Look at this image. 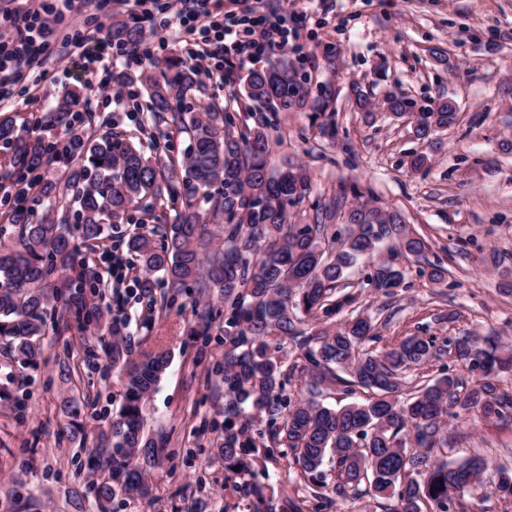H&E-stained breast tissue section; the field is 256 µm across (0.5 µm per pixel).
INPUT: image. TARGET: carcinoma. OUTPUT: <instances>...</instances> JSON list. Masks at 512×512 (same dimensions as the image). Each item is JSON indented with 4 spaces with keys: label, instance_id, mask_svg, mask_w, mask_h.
<instances>
[{
    "label": "carcinoma",
    "instance_id": "obj_1",
    "mask_svg": "<svg viewBox=\"0 0 512 512\" xmlns=\"http://www.w3.org/2000/svg\"><path fill=\"white\" fill-rule=\"evenodd\" d=\"M112 37L133 46L140 37L135 21L116 27ZM157 72L122 74L140 83L147 96V120L170 133L145 137L109 127L89 132L73 123L77 94L63 91L52 112L33 118L67 128L63 141L17 134L12 121H0V144L14 150L31 172L43 169L53 153L70 165L64 184L40 183L35 201L48 215L15 206L8 215L15 233L0 240V340L21 366L42 356L41 337L77 323L94 335L95 347L116 365L127 348L102 334L97 308L84 299L95 294L98 275L75 265L79 248L110 242L120 224L159 204L172 211L156 243L154 232L136 227L120 245L148 273L160 274L173 302L193 286L224 305V444L218 453L224 469L250 473L259 447L286 448L309 482L325 493L316 497L319 512L340 498L367 496L382 512H458L459 496L479 481L478 457L450 462L448 419L512 421V393L500 389L497 376L512 358L502 354L495 336H406L383 351L375 324L359 311L357 292L346 283L361 263L369 272L360 287L386 297L405 287L408 265L433 284L446 270L428 260L429 244L397 211L363 199L355 184L340 183L334 195L313 207L303 224L288 223L289 209L302 204L311 183L300 169L271 167L279 143L278 113L305 108L308 91L288 59L252 70L248 97L269 107L257 125L240 126L233 113L214 106L195 115L185 99L198 90L195 71L185 58L151 62ZM387 111L412 115L415 103L403 95L384 100ZM459 120L454 103L439 101L419 112L413 133L420 139ZM184 134L188 153L172 155L173 137ZM359 203L348 205V197ZM342 217L341 223L329 221ZM344 316L338 321L336 317ZM297 349L292 362L277 355L281 344ZM446 353L466 370L405 388L406 370ZM170 363V354L154 352L128 363L121 378L122 407L112 420L113 445L90 455L89 470L103 479L92 483L100 506L119 494L149 493L147 469L154 466L162 442L144 431L142 407ZM308 396L285 394L294 379ZM334 389L350 402L329 407L317 396ZM264 428L247 434L252 419ZM330 465L333 484L324 481ZM255 512H276L275 500L257 482L245 485ZM498 497L512 503V470L500 471Z\"/></svg>",
    "mask_w": 512,
    "mask_h": 512
}]
</instances>
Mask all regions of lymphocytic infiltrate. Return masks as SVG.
<instances>
[{
	"label": "lymphocytic infiltrate",
	"mask_w": 512,
	"mask_h": 512,
	"mask_svg": "<svg viewBox=\"0 0 512 512\" xmlns=\"http://www.w3.org/2000/svg\"><path fill=\"white\" fill-rule=\"evenodd\" d=\"M89 3L102 12L111 7V0H0V103L16 99L24 75L45 80L56 52L68 69L97 73V95L111 96L114 62L130 68L151 58L158 18L169 12L178 22L174 35L200 77L232 80L277 51L292 53L302 67L315 65L312 47L302 41L309 16L290 10L286 0H269L264 7L252 0H134L142 30L134 49L112 39L102 23L64 27L67 14Z\"/></svg>",
	"instance_id": "lymphocytic-infiltrate-1"
}]
</instances>
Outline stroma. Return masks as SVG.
<instances>
[{
    "instance_id": "obj_1",
    "label": "stroma",
    "mask_w": 512,
    "mask_h": 512,
    "mask_svg": "<svg viewBox=\"0 0 512 512\" xmlns=\"http://www.w3.org/2000/svg\"><path fill=\"white\" fill-rule=\"evenodd\" d=\"M293 8L316 9L304 30L316 66L301 72L309 97L322 88L334 94V116L306 108L281 116L272 163L301 166L317 200L340 182H354L377 205L399 210L448 271L435 285L417 271L406 277L385 318L384 297L366 294L360 308L376 322V349L411 334L498 336L512 347V296L497 288V268L512 267V0H293ZM89 77L56 73L33 86L24 103L0 108L16 122L45 116L65 88L90 103L92 126L109 121L132 130L125 117L131 103L103 99ZM375 105L372 114L354 107L355 90ZM402 93L416 111L454 101L459 122L429 138L413 133V122L383 106L386 95ZM246 114L257 106L243 80L204 81L191 98L196 110L210 103ZM425 167L408 164L413 153ZM163 287L125 295L130 317L126 339L133 355L163 349L171 363L144 406L146 431L164 434L158 464L148 469V497L118 496L110 512H253L244 477L224 469V396L214 387L224 357V319L213 320L208 336L193 334L195 315L213 301L181 295L161 307ZM77 327L42 337L36 368L16 363L0 344V512H100L86 467L90 449L111 442L110 423L123 402L116 370L103 355L87 353ZM25 399V410L15 408ZM448 460L478 457L486 467L477 487L461 498V512H503L494 493L500 466L512 465V424L473 426L469 417L450 420ZM276 503H299L316 512L315 501L296 467L274 453L256 469Z\"/></svg>"
}]
</instances>
